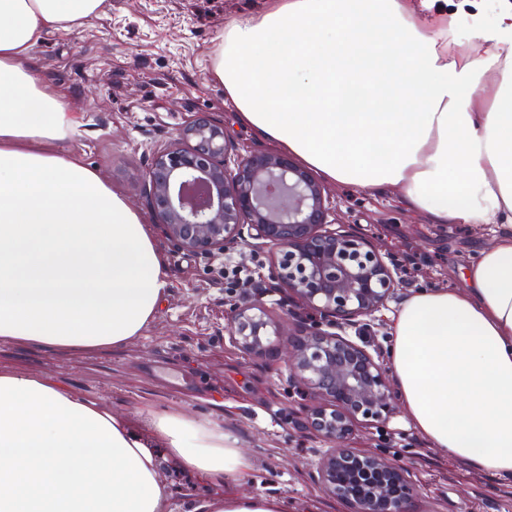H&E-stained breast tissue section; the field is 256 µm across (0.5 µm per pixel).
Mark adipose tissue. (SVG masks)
<instances>
[{"instance_id": "obj_1", "label": "adipose tissue", "mask_w": 512, "mask_h": 512, "mask_svg": "<svg viewBox=\"0 0 512 512\" xmlns=\"http://www.w3.org/2000/svg\"><path fill=\"white\" fill-rule=\"evenodd\" d=\"M106 7L0 0V343L119 348L169 287L141 214L59 151L80 122L27 62L43 33ZM211 76L244 125L323 180L398 187L438 224L512 228V0H269L225 24ZM466 282L395 309L390 365L432 447L512 479V231L479 249ZM148 428L47 377L0 370V512H166L163 463L216 482L250 467L217 424L158 411ZM187 512L287 505L223 494Z\"/></svg>"}]
</instances>
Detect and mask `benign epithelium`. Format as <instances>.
Here are the masks:
<instances>
[{
    "label": "benign epithelium",
    "mask_w": 512,
    "mask_h": 512,
    "mask_svg": "<svg viewBox=\"0 0 512 512\" xmlns=\"http://www.w3.org/2000/svg\"><path fill=\"white\" fill-rule=\"evenodd\" d=\"M144 202L165 237L211 258H246L276 249V279L288 297L313 312L300 337L275 346L280 327L258 299L233 303L225 331L245 352L280 355L289 383L310 398L308 420L330 448L314 451L322 489L353 512H407L408 468L381 453L349 447L356 425H387L398 414L389 374L367 346L351 339L374 333L376 313L397 298L400 269L368 239L336 223L322 183L276 151L239 155L224 125L195 114L152 156Z\"/></svg>",
    "instance_id": "benign-epithelium-1"
}]
</instances>
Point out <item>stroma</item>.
<instances>
[{
  "instance_id": "obj_1",
  "label": "stroma",
  "mask_w": 512,
  "mask_h": 512,
  "mask_svg": "<svg viewBox=\"0 0 512 512\" xmlns=\"http://www.w3.org/2000/svg\"><path fill=\"white\" fill-rule=\"evenodd\" d=\"M264 4L109 0L104 15L44 35L29 56L81 122L78 135L60 143V150L80 156L141 213L167 266L170 288L142 336L122 347L69 355L0 344V369L50 377L120 416L137 420L152 410H174L211 420L235 437L251 463L247 478L216 483L163 465L168 512L231 492L283 499L288 512H351L312 477V452L324 442L308 424L306 397L288 384L287 365L246 353L224 330L232 300L259 294L267 317L289 335L299 334L297 306L274 290L273 249L254 252L244 264L247 282L231 287L224 257L207 259L177 248L142 204L153 151L195 113L221 120L239 154L272 149V142L240 122L210 73V54L225 23ZM325 189L340 223L395 257L402 300L423 287H464L470 258L493 235L481 224L432 223L393 186L369 193L331 183ZM351 445L385 451L410 467L411 512H512V479L431 447L405 414L382 428L358 425Z\"/></svg>"
}]
</instances>
